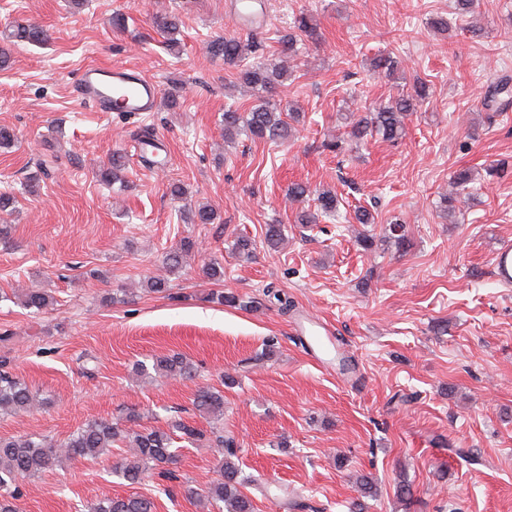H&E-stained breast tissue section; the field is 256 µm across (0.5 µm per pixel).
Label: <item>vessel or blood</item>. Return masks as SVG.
<instances>
[{
	"mask_svg": "<svg viewBox=\"0 0 512 512\" xmlns=\"http://www.w3.org/2000/svg\"><path fill=\"white\" fill-rule=\"evenodd\" d=\"M76 93L94 111L137 114L155 110L159 87L153 80L133 70L90 65L81 70ZM493 266L498 281L511 288V244L502 245L494 257Z\"/></svg>",
	"mask_w": 512,
	"mask_h": 512,
	"instance_id": "vessel-or-blood-1",
	"label": "vessel or blood"
}]
</instances>
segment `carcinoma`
<instances>
[{
	"label": "carcinoma",
	"instance_id": "1",
	"mask_svg": "<svg viewBox=\"0 0 512 512\" xmlns=\"http://www.w3.org/2000/svg\"><path fill=\"white\" fill-rule=\"evenodd\" d=\"M12 42L40 43L48 39L47 30L32 24L19 23L8 33ZM254 52V43L240 36L211 41L207 53L224 59V65L239 67ZM240 78L256 94V102L246 112L228 109L224 111V139L232 140L245 132L257 140L273 142L285 140L291 131L283 118L286 113L271 102L269 94L288 79V69L281 62H258L240 71ZM428 95L423 82L414 84L413 91L402 93L386 104L373 106L366 115L351 121L350 136L363 143L374 135L385 139H397L404 133V119L415 112ZM488 110L504 111L512 105V83L501 79L487 86L483 97ZM288 117H299L290 112ZM125 163L123 157L112 156L111 167L102 173L106 181H120ZM336 193L322 190L316 197V210H304L298 216L301 224H315L318 216L336 212ZM186 219L193 224H211L214 212L206 206L187 211ZM195 243L184 238L166 255V268L174 273L181 268L183 257L192 253ZM211 302L218 305L248 306L242 298L231 292L216 290L210 294ZM53 304V298L40 291L29 290L22 296L24 308L40 313ZM141 376H158L191 379L195 377L194 366L179 352H171L153 359L147 366L137 364ZM38 405L37 393L22 379L7 371H0V411L5 413L26 412ZM193 405L200 413L213 420L210 430L214 443L224 449L218 467L220 477L209 487L207 498L226 512H255L253 500L242 491L249 479L233 460L235 440L224 437L221 420L224 416V394L215 388L201 387L194 394ZM197 428L178 421L167 428L152 427L142 431H130L120 423L95 420L84 424L58 444L44 435L0 437V512H18L15 482L19 478L35 477L58 465L62 458L95 459L114 444L129 442L135 449L132 459L121 469L122 478L130 485L140 483L145 476L156 474L171 478L178 464L175 438L192 442L201 437ZM154 503L142 497H107L90 505L88 512H154Z\"/></svg>",
	"mask_w": 512,
	"mask_h": 512
}]
</instances>
